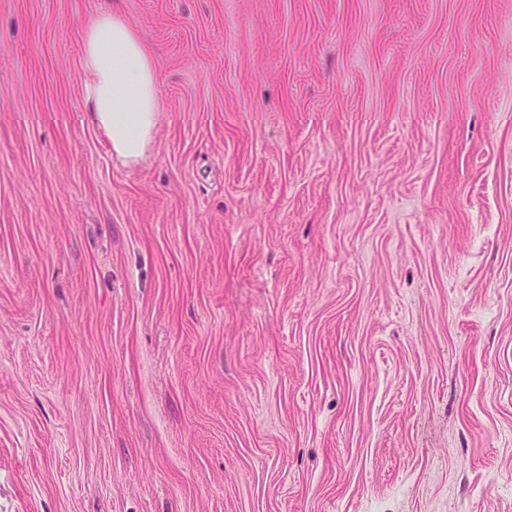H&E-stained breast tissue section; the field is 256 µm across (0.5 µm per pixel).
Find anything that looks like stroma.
Listing matches in <instances>:
<instances>
[{
    "instance_id": "obj_1",
    "label": "stroma",
    "mask_w": 512,
    "mask_h": 512,
    "mask_svg": "<svg viewBox=\"0 0 512 512\" xmlns=\"http://www.w3.org/2000/svg\"><path fill=\"white\" fill-rule=\"evenodd\" d=\"M0 512H512V0H0ZM82 117L123 164L137 163L153 145L163 111L153 54L118 15L103 14L83 29Z\"/></svg>"
}]
</instances>
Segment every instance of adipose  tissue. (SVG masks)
I'll list each match as a JSON object with an SVG mask.
<instances>
[{"label":"adipose tissue","mask_w":512,"mask_h":512,"mask_svg":"<svg viewBox=\"0 0 512 512\" xmlns=\"http://www.w3.org/2000/svg\"><path fill=\"white\" fill-rule=\"evenodd\" d=\"M82 117L124 164L137 163L153 144L163 110L153 54L122 17L103 14L82 37Z\"/></svg>","instance_id":"adipose-tissue-1"}]
</instances>
